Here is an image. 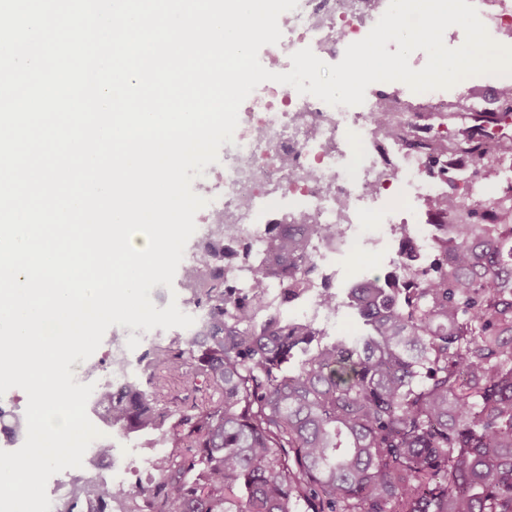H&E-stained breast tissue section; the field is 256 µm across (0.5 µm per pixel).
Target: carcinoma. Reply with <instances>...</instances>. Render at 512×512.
I'll use <instances>...</instances> for the list:
<instances>
[{
  "label": "carcinoma",
  "mask_w": 512,
  "mask_h": 512,
  "mask_svg": "<svg viewBox=\"0 0 512 512\" xmlns=\"http://www.w3.org/2000/svg\"><path fill=\"white\" fill-rule=\"evenodd\" d=\"M483 118L467 117L458 156L485 152ZM416 148L448 179L445 154ZM266 246L218 240L181 269L201 311L185 337L138 360L145 381L101 390L108 426L154 433L157 479L143 490L100 480L65 512H512V221L475 208L464 224H433L419 241L340 293L317 291L334 316L345 307L358 336H336L281 306L304 298L314 240L336 232L265 229ZM251 270L238 281L237 261ZM289 281L267 291V277ZM178 379L198 394L184 405Z\"/></svg>",
  "instance_id": "obj_1"
}]
</instances>
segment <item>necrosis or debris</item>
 Wrapping results in <instances>:
<instances>
[{
    "label": "necrosis or debris",
    "mask_w": 512,
    "mask_h": 512,
    "mask_svg": "<svg viewBox=\"0 0 512 512\" xmlns=\"http://www.w3.org/2000/svg\"><path fill=\"white\" fill-rule=\"evenodd\" d=\"M385 0H298L284 33L265 64L279 66L305 47L330 59L367 36L385 11ZM489 36L512 39V0H472ZM479 76L429 92L399 84L396 91L374 93L363 104L331 106L288 85H268L262 95L241 104L243 121L234 132L222 166L206 171L210 193L200 218L204 230L223 225L225 233L265 246L269 224H319L336 228V249L358 257L376 242L363 225L400 230L393 197H406L430 211L443 183L430 176L421 153L410 142L453 143L459 116L483 111ZM465 167L456 208L436 214L435 222L457 224L469 208L499 207L484 195ZM111 470L108 458L87 450L83 466L68 470L52 491V512H64L77 488Z\"/></svg>",
    "instance_id": "obj_1"
}]
</instances>
